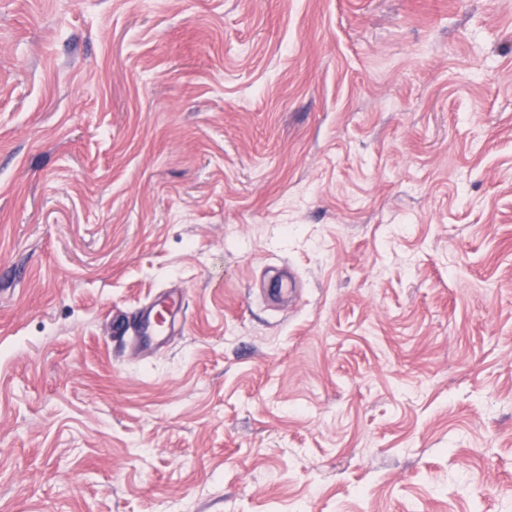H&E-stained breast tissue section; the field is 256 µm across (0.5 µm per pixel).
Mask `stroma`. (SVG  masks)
Masks as SVG:
<instances>
[{
	"label": "stroma",
	"instance_id": "1",
	"mask_svg": "<svg viewBox=\"0 0 512 512\" xmlns=\"http://www.w3.org/2000/svg\"><path fill=\"white\" fill-rule=\"evenodd\" d=\"M0 512H512V0H0ZM178 295L159 292L133 317L134 341L139 347L162 348L178 320Z\"/></svg>",
	"mask_w": 512,
	"mask_h": 512
}]
</instances>
